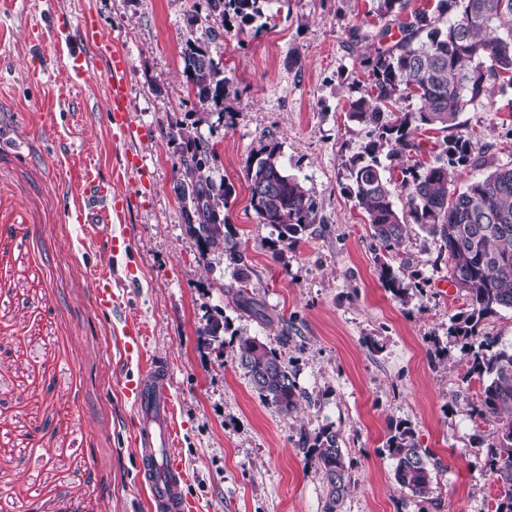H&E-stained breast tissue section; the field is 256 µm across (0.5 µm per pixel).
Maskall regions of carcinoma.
<instances>
[{
    "label": "carcinoma",
    "mask_w": 512,
    "mask_h": 512,
    "mask_svg": "<svg viewBox=\"0 0 512 512\" xmlns=\"http://www.w3.org/2000/svg\"><path fill=\"white\" fill-rule=\"evenodd\" d=\"M208 16L224 21L233 14L247 25L259 14L258 0H206ZM389 22L378 32V46L365 52L370 90L351 102L350 118L368 129L364 150L348 160L347 192L367 216L372 237L386 251L398 248L410 224L438 244L437 260L446 261L449 279L465 291L469 309L455 316L448 336L468 341L479 336L483 319L512 310V165L507 164L450 192L456 168L482 169L483 155L472 154L471 135L445 137L440 144L446 161L438 165L403 167L402 188L408 216L394 207L391 181L384 177L380 156L390 160L424 150L420 136L459 127V115L470 102L490 94L497 82L512 84V0H435L432 9L408 10L409 0H377ZM397 33H392V28ZM188 92L202 110L224 118L231 114L224 70L207 46L189 39L183 50ZM416 98L409 112L392 110L403 98ZM166 137L177 142L173 162L178 177L172 191L181 204L186 233L201 259L220 253L233 268L239 289L235 305L248 315L265 318L262 305L247 292L250 266L243 250L226 234L224 209L232 187L215 182L208 171L216 149L198 135L196 122L180 121ZM250 204L261 222L281 242L299 243L317 221L318 205L308 189L287 173L279 142L268 139L247 162ZM382 279L404 302L409 286L390 266ZM224 319L206 317L200 330L204 344L224 347ZM236 358L252 388L285 415L309 400L280 353L252 336L237 337ZM467 374L482 379L477 416L492 421L487 464L495 476V512H512V343L485 338ZM387 451L394 477L422 502L431 500L437 464L429 462L412 429L402 423L390 428ZM299 451L322 476V512H341L351 483L339 434L329 426L303 432Z\"/></svg>",
    "instance_id": "1"
}]
</instances>
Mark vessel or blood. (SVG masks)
Wrapping results in <instances>:
<instances>
[{
    "instance_id": "b4317fda",
    "label": "vessel or blood",
    "mask_w": 512,
    "mask_h": 512,
    "mask_svg": "<svg viewBox=\"0 0 512 512\" xmlns=\"http://www.w3.org/2000/svg\"><path fill=\"white\" fill-rule=\"evenodd\" d=\"M81 37L111 53L105 108L114 137H128L132 133L128 122L131 104L123 77L127 58L123 53L111 52L109 39L94 23L85 24ZM79 183L84 202L76 209L77 219L90 225L93 233H100L102 225L111 223L124 204L112 197L91 168L83 169ZM170 388V369L159 358L152 360L137 376L123 381V390L137 413L134 430L137 477L148 495L152 512H200L199 503L186 490L184 467L174 450L178 434L173 423Z\"/></svg>"
}]
</instances>
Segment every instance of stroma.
<instances>
[{"label":"stroma","instance_id":"stroma-1","mask_svg":"<svg viewBox=\"0 0 512 512\" xmlns=\"http://www.w3.org/2000/svg\"><path fill=\"white\" fill-rule=\"evenodd\" d=\"M12 2L0 12V512H151L121 386L139 371L120 344L130 318L170 364L178 452L204 512H321L322 481L298 437L325 425L353 463L343 512H494L492 425L474 413L479 381L465 378L479 343L448 335L465 293L419 229L385 251L346 191V164L368 139L348 112L369 83L362 49L384 24L375 0H259L253 24L227 18L213 41L207 25L186 24L206 15L205 0ZM86 16L129 56L134 132L121 144L105 116L107 56L55 42ZM190 38L207 44L234 95L233 127L213 116L198 133L217 151L212 179L233 186L226 231L246 251L262 320L233 303L223 255L200 259L171 190L166 131L196 109L180 58ZM459 121L473 153L512 164V86L468 103ZM270 135L318 204L295 245L250 205L246 162ZM88 165L127 203L107 229L125 242L116 255L72 216ZM385 265L413 285L408 302L384 287ZM101 276L118 297L106 314L94 301ZM209 312L228 323L220 352L199 337ZM239 335L281 353L310 396L297 413L252 389ZM397 421L438 464L431 502L394 479L386 440Z\"/></svg>","mask_w":512,"mask_h":512}]
</instances>
